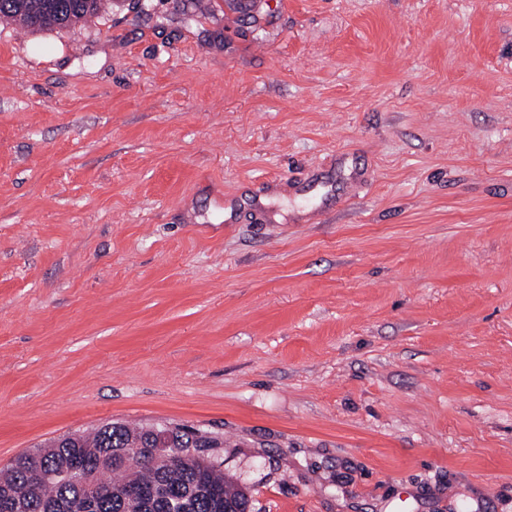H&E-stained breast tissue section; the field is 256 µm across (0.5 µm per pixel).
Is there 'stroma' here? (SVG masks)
Wrapping results in <instances>:
<instances>
[{
	"label": "stroma",
	"instance_id": "35a3bbf8",
	"mask_svg": "<svg viewBox=\"0 0 512 512\" xmlns=\"http://www.w3.org/2000/svg\"><path fill=\"white\" fill-rule=\"evenodd\" d=\"M110 421L251 512H512V0L0 21V465Z\"/></svg>",
	"mask_w": 512,
	"mask_h": 512
}]
</instances>
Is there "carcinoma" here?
I'll return each instance as SVG.
<instances>
[{"label": "carcinoma", "instance_id": "1", "mask_svg": "<svg viewBox=\"0 0 512 512\" xmlns=\"http://www.w3.org/2000/svg\"><path fill=\"white\" fill-rule=\"evenodd\" d=\"M103 8V0H0V18L32 31L70 29ZM154 447L151 427L122 422L53 438L0 467V512H249L246 489L195 434L173 432L174 461L138 463Z\"/></svg>", "mask_w": 512, "mask_h": 512}]
</instances>
